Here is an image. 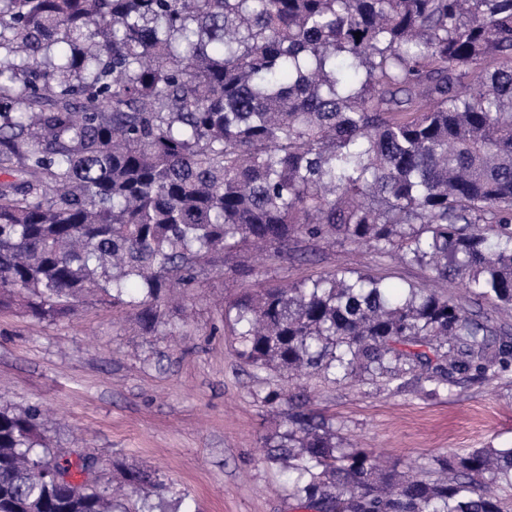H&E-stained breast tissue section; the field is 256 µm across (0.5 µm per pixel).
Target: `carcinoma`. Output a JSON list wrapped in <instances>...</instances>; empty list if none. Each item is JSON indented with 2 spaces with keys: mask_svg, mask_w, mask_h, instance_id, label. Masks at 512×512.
<instances>
[{
  "mask_svg": "<svg viewBox=\"0 0 512 512\" xmlns=\"http://www.w3.org/2000/svg\"><path fill=\"white\" fill-rule=\"evenodd\" d=\"M0 172V310L152 327L213 254L303 236L511 313L512 0H0ZM224 327L257 369L424 398L512 373L493 317L362 271L249 292ZM41 422L0 410V512H130ZM265 448L308 512H512V448L404 477L303 411ZM123 478L165 512L153 472Z\"/></svg>",
  "mask_w": 512,
  "mask_h": 512,
  "instance_id": "cac0c4a2",
  "label": "carcinoma"
}]
</instances>
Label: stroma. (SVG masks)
<instances>
[{
  "label": "stroma",
  "instance_id": "stroma-1",
  "mask_svg": "<svg viewBox=\"0 0 512 512\" xmlns=\"http://www.w3.org/2000/svg\"><path fill=\"white\" fill-rule=\"evenodd\" d=\"M339 268L422 288L431 272L349 244L298 239L262 259L217 257L209 271L160 306L149 331L140 311L100 301L37 320L0 310V408L37 405L51 447L94 457L100 487L123 468L155 470L183 512H299L284 475L263 461L264 441L294 400L332 424L346 447L375 450L383 467L411 474L432 456L512 447V374L449 387L432 399L314 375L249 366L224 331V307L243 291L293 285ZM282 402L264 404L269 390Z\"/></svg>",
  "mask_w": 512,
  "mask_h": 512
}]
</instances>
